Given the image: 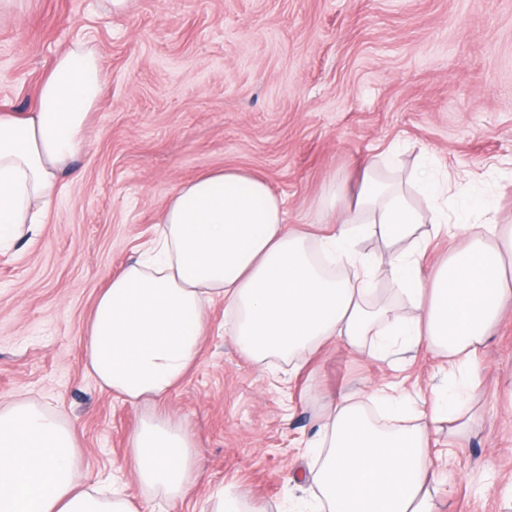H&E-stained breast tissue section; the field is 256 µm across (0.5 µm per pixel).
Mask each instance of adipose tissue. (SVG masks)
Returning a JSON list of instances; mask_svg holds the SVG:
<instances>
[{"instance_id":"adipose-tissue-1","label":"adipose tissue","mask_w":512,"mask_h":512,"mask_svg":"<svg viewBox=\"0 0 512 512\" xmlns=\"http://www.w3.org/2000/svg\"><path fill=\"white\" fill-rule=\"evenodd\" d=\"M107 77L94 44L76 43L56 58L27 112L0 113V249L36 235L85 148ZM415 180L427 208L371 164L354 200L328 187L323 203L342 222L322 236L288 227L284 200L243 170L182 185L159 213L156 237L98 295L84 332L87 371L130 404L163 401L197 359L206 311L220 299L234 315L235 345L259 367L328 344L382 357L425 346L475 381L474 361L512 299V224H472L492 202L471 193L449 199L448 178L432 163ZM448 235L463 236V246L423 276L430 243ZM372 237L383 252L359 250ZM382 276L396 283L392 296L377 295ZM402 303L408 314H399ZM467 396L447 379L429 412L392 432L367 411H401L394 397L361 391L332 405L312 472L322 512H441L432 431L457 422ZM195 446L181 420L140 418L129 436L130 474L173 500L194 496ZM80 456L61 417L24 400L1 402L0 512H142L121 481L86 482Z\"/></svg>"}]
</instances>
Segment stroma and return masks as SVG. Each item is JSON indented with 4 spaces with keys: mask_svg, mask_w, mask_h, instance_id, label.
I'll return each instance as SVG.
<instances>
[{
    "mask_svg": "<svg viewBox=\"0 0 512 512\" xmlns=\"http://www.w3.org/2000/svg\"><path fill=\"white\" fill-rule=\"evenodd\" d=\"M81 40L109 78L79 177L35 237L0 252V400L24 397L71 425L89 481L126 477L151 512H204L226 485L268 512H292L330 404L377 390L428 409L444 382L428 349L387 357L336 345L297 365L259 368L206 313L200 353L162 409L195 435L199 493L169 502L128 479L131 406L84 366L97 296L152 239L181 185L239 167L286 201V222L333 230L330 183L398 152L382 177L409 189L428 159L467 180L512 222V0H135L121 15L96 0H0V110L22 112L57 56ZM449 450L442 512H512V310L477 357Z\"/></svg>",
    "mask_w": 512,
    "mask_h": 512,
    "instance_id": "35a3bbf8",
    "label": "stroma"
}]
</instances>
